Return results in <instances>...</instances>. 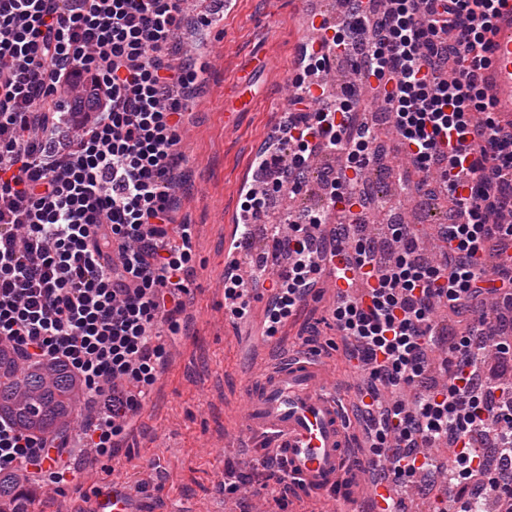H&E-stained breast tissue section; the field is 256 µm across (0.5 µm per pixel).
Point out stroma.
<instances>
[{"instance_id":"1","label":"stroma","mask_w":512,"mask_h":512,"mask_svg":"<svg viewBox=\"0 0 512 512\" xmlns=\"http://www.w3.org/2000/svg\"><path fill=\"white\" fill-rule=\"evenodd\" d=\"M193 11L188 26L201 37L191 53L175 62L204 67L205 79L187 101L182 130L183 158L176 176L183 188L176 221L189 225L194 244V290L174 325H161L153 342L163 349L156 383L148 389L134 423L117 437L111 455L68 454L72 480L50 496H36L30 512H82L88 500L118 492L138 512H251L242 491H228L239 474L250 475L265 500L282 494L278 470L265 467V446L246 448L241 408L244 379L260 373L269 360L237 357V342L224 328V240L239 212L241 186L253 174L260 148L281 123L288 81L299 65L305 17L299 0H234L227 12L201 24ZM273 66L256 71L258 58ZM253 70L255 103L224 114L233 82ZM367 176L377 185L381 205L370 207L375 226L404 211L406 190L420 181L418 169H405L384 155ZM329 299L308 302L279 331L281 346L298 341L303 326L319 330L320 355L332 362L338 386L351 383L338 357L343 343L329 316ZM285 495V494H282ZM283 512H372L369 497L354 504L330 493L285 495Z\"/></svg>"}]
</instances>
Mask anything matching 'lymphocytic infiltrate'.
Segmentation results:
<instances>
[{
  "mask_svg": "<svg viewBox=\"0 0 512 512\" xmlns=\"http://www.w3.org/2000/svg\"><path fill=\"white\" fill-rule=\"evenodd\" d=\"M512 0H388L366 21L363 0L326 45H364L362 77L391 83L384 110L413 162L435 173L452 203L442 237L455 243L425 261L407 225L390 227L397 245L381 263L372 241L358 242L356 265L377 284L368 302L337 296V331L368 363L361 416L372 422L370 455L390 460L379 482L434 472L413 450L422 442L454 448L448 476L456 512L477 496L512 508V339L485 296L512 304V264L485 278L480 256L512 249V118L501 116L482 86L500 11ZM182 0H0V341L27 365L57 364L102 408L90 447L111 453L128 418L157 377L162 351L151 333L180 313L192 262L188 225L174 217V171L182 159L185 104L176 88L197 78L176 66ZM356 93L342 90L319 106L310 90L295 95L277 148L263 151V190L248 191L242 220L252 223L271 196L300 190L306 164L344 151L341 170L320 182L327 203L355 196L372 160L375 133L357 122ZM321 215L297 211L275 240L273 259L288 264L271 279L267 335L301 310L329 260L314 234ZM466 312L448 344L446 385L428 382V348L437 305ZM497 362L486 372L483 358ZM415 391L413 410L379 407L380 388ZM490 449L479 459L475 442ZM63 433L43 436L0 415V481L17 467L52 484L67 483ZM52 469H44V461Z\"/></svg>",
  "mask_w": 512,
  "mask_h": 512,
  "instance_id": "1",
  "label": "lymphocytic infiltrate"
}]
</instances>
